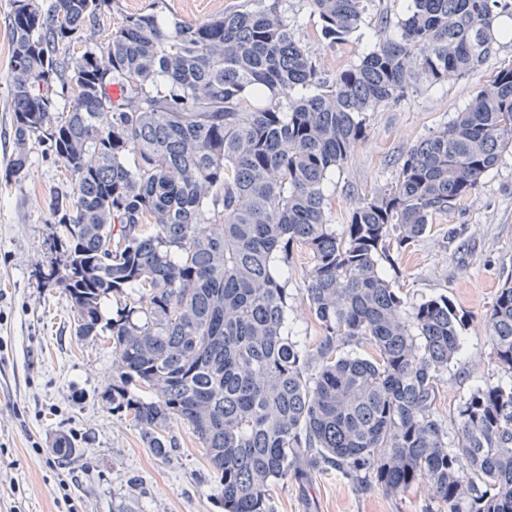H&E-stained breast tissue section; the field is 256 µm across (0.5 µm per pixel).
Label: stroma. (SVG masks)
Instances as JSON below:
<instances>
[{
	"label": "stroma",
	"instance_id": "obj_1",
	"mask_svg": "<svg viewBox=\"0 0 512 512\" xmlns=\"http://www.w3.org/2000/svg\"><path fill=\"white\" fill-rule=\"evenodd\" d=\"M238 0H114L95 27L85 28L66 51L80 56L101 49L121 19L156 13L199 23L222 16ZM408 0H374L348 42L328 47L309 0H287L294 37L325 74L359 62L377 41L380 18L389 33ZM11 0H0V512H224L222 490L206 452L187 424L169 428L176 446L160 458L147 446L130 416L114 412L104 399L114 355L102 337L76 335L64 288L41 284L35 267L50 264L62 229L53 224L50 203L69 192L71 179L45 144H32L30 165L14 177L15 149L8 73L12 51L8 25ZM512 64V40L499 39L480 70L452 74L440 84L409 89L404 97L367 113L366 133L344 168L324 185L333 224L393 180L398 163L422 139L465 109L481 83ZM461 234L452 239L449 228ZM307 252L294 250L288 270L292 293L290 324L301 343L315 345L320 328L302 295ZM387 280L407 306L440 295L464 313L463 350L442 376L437 410L449 415L478 385L499 373L480 320L499 288L512 282V150L471 196L431 230L380 262ZM73 438L66 456L53 450L57 437ZM274 512H436L425 485L397 495L368 488L336 469L312 472L307 481L272 482Z\"/></svg>",
	"mask_w": 512,
	"mask_h": 512
}]
</instances>
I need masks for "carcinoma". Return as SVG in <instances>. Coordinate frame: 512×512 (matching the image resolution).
<instances>
[{
	"instance_id": "1",
	"label": "carcinoma",
	"mask_w": 512,
	"mask_h": 512,
	"mask_svg": "<svg viewBox=\"0 0 512 512\" xmlns=\"http://www.w3.org/2000/svg\"><path fill=\"white\" fill-rule=\"evenodd\" d=\"M283 2L243 0L198 24L126 16L103 55L68 60L112 0H12L11 172L30 142L46 143L73 183L50 207L64 263L36 277L64 288L82 338L98 335L103 298L138 294L112 318V411L160 457L176 447L168 424H187L224 512H273V481L322 467L394 494L424 483L444 512H512V285L481 323L501 378L459 404L450 441L436 401L465 320L442 296L405 312L378 269L512 148V66L416 144L340 233L324 194L366 114L474 74L512 35L498 27L512 0H409L396 35L382 23L374 48L333 75L296 41ZM371 2L310 0L331 46ZM57 80L73 90L62 104ZM295 88L306 94L283 102ZM296 246L311 259L312 349L292 339L278 273ZM366 345L373 355L355 352Z\"/></svg>"
}]
</instances>
